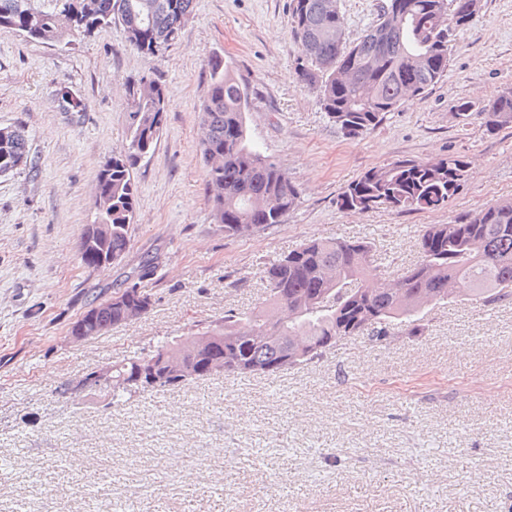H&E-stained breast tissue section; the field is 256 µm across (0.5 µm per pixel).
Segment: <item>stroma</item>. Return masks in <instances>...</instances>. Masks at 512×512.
<instances>
[{
    "mask_svg": "<svg viewBox=\"0 0 512 512\" xmlns=\"http://www.w3.org/2000/svg\"><path fill=\"white\" fill-rule=\"evenodd\" d=\"M458 32L447 77L349 139L297 79L303 48L289 0H195L179 39L155 57L120 26L70 44L0 28V126L24 125L33 167L0 176V512H512V299L424 310L419 336L357 337L273 377L215 374L123 405L60 394L86 372L247 311L266 263L318 237L370 241L397 279L424 225L512 199V128L480 112L512 86V0H484ZM219 55L247 92L250 137L301 192L284 221L225 236L210 216L199 145L207 62ZM165 86L154 152L133 170L138 205L118 264L86 267L79 244L98 169L126 141L128 89ZM81 108L70 107V100ZM469 101L467 120L454 118ZM461 155L466 182L434 212H346L336 198L398 159ZM152 305L107 335L74 340L96 298L142 261Z\"/></svg>",
    "mask_w": 512,
    "mask_h": 512,
    "instance_id": "35a3bbf8",
    "label": "stroma"
}]
</instances>
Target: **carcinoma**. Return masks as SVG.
Instances as JSON below:
<instances>
[{
    "label": "carcinoma",
    "mask_w": 512,
    "mask_h": 512,
    "mask_svg": "<svg viewBox=\"0 0 512 512\" xmlns=\"http://www.w3.org/2000/svg\"><path fill=\"white\" fill-rule=\"evenodd\" d=\"M22 0H0V27L14 29L41 42H61L77 36L92 38L110 25L122 27L126 41L139 53L155 57L174 43L190 19L194 0H36L38 13L21 9ZM470 0H386L374 24L354 41L338 46L323 32L344 25L331 16L324 0H291L293 35L305 48L295 62V74L317 88L319 104L328 120L347 138L376 130L406 99L427 93L448 75L456 33L475 24ZM377 57L373 69L368 61ZM209 84L199 108L207 129L200 144L207 182L220 181L223 192L210 198L213 223L228 237L245 236L279 224L300 204V192L288 172L265 154L248 135L247 93L224 59L208 61ZM147 94L129 92L130 126L126 144L99 167L96 186L112 206L99 214L112 225V238L101 252L125 257L129 225L137 210L133 169L157 143L169 100L164 87L152 81ZM482 127L495 134L512 127V88L499 92L481 110ZM0 136V171L32 165L28 135L21 126L4 127ZM468 163L458 155L433 161L396 160L366 171L336 199L338 208L369 211L432 212L444 209L467 179ZM419 259L396 281V290L376 289L367 281L379 264L370 242L340 238L312 239L265 266L266 298L250 311L230 308L198 336H212L214 350L233 364L227 376L277 375L323 356L338 344V336H363L383 341L396 329L409 336L422 333L419 298L440 304L448 301V285L458 295L491 305L512 297V200L489 204L460 214L448 224H428L419 240ZM143 311L151 297L132 281L123 287ZM106 300L88 312L109 327L124 324L121 309L107 308ZM266 336L255 341L249 336ZM318 347L308 358L287 361L293 337ZM179 337L158 342L152 350L112 365L115 377L163 371L148 360L177 343ZM155 389L147 379L116 384L112 402Z\"/></svg>",
    "instance_id": "obj_1"
}]
</instances>
